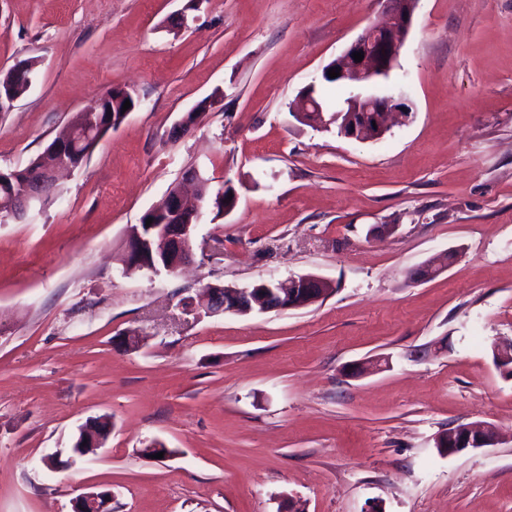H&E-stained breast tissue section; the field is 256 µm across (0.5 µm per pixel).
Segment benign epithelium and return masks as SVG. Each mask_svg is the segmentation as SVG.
<instances>
[{
	"instance_id": "obj_1",
	"label": "benign epithelium",
	"mask_w": 512,
	"mask_h": 512,
	"mask_svg": "<svg viewBox=\"0 0 512 512\" xmlns=\"http://www.w3.org/2000/svg\"><path fill=\"white\" fill-rule=\"evenodd\" d=\"M386 3L388 19L383 24L366 27L353 40L343 53L322 68L321 74L329 70L340 69L338 79L348 86L349 100L346 103L348 116L338 128L340 136L356 141L380 139L388 128V120L398 115L408 120L412 108L406 94L397 87H389L386 81L395 67L401 50L413 25L418 0H383ZM364 54L357 62L352 54ZM29 67L21 64L0 76V110L14 102L5 96V90L13 86L14 81L26 78L32 83V77L25 75ZM316 87L312 82L304 88L299 98L291 106L296 117L317 127L326 125L325 119L316 120L310 115L322 112L314 94L309 89ZM216 104L208 98L200 101L195 110L179 123L180 131L189 132L200 115ZM81 167V161L75 152L73 135L66 133L58 136L47 148V162L32 164L21 170L0 171V186L13 185L10 202L3 211L5 221L23 219L28 209L36 202L47 197L54 186L57 172L72 171ZM156 211L166 215L159 224L145 227L136 224L131 227L125 240V263L127 271H147L157 274L161 271L177 272L189 262L192 256V242L196 226L201 215V205L189 204L181 191L168 194L164 204ZM443 252L427 260L409 274L413 283L423 282L444 272L448 268ZM326 279L304 274L289 276L285 279L269 280L250 287L207 285L199 295L196 308L212 315L218 313L249 314L265 313L285 309H300L323 299L322 284ZM112 418L89 419L79 427V436L69 453L68 464L74 465L90 454L105 447L112 428L102 431L98 424ZM489 427L482 424L462 425L448 439L443 449L447 454H456L468 448H482L491 443ZM112 492H81L72 499V512H111Z\"/></svg>"
}]
</instances>
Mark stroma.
I'll list each match as a JSON object with an SVG mask.
<instances>
[{"instance_id": "35a3bbf8", "label": "stroma", "mask_w": 512, "mask_h": 512, "mask_svg": "<svg viewBox=\"0 0 512 512\" xmlns=\"http://www.w3.org/2000/svg\"><path fill=\"white\" fill-rule=\"evenodd\" d=\"M383 19L381 0H0V69L33 66L0 112L1 171L105 90L138 101L49 203L0 223V512H72L79 489L114 512H512V380L492 360L512 341V0H419L390 76L413 114L381 139L299 123V92ZM192 168L235 207L204 205L181 272L124 273L128 227ZM303 274L334 292L185 307ZM104 413L98 455L42 464ZM476 422L493 445L437 448ZM154 440L175 456H141ZM447 255L448 253L443 252L439 255L431 257L433 259L427 260L410 272L409 280L413 283L423 282L444 272L449 267L448 260L451 258L448 256V260L443 261V258H445ZM424 273L426 274L425 276ZM328 280L314 275L289 276L269 280L250 287L208 284L199 295L196 308L205 314L265 313L285 309H300L323 299L322 284Z\"/></svg>"}]
</instances>
